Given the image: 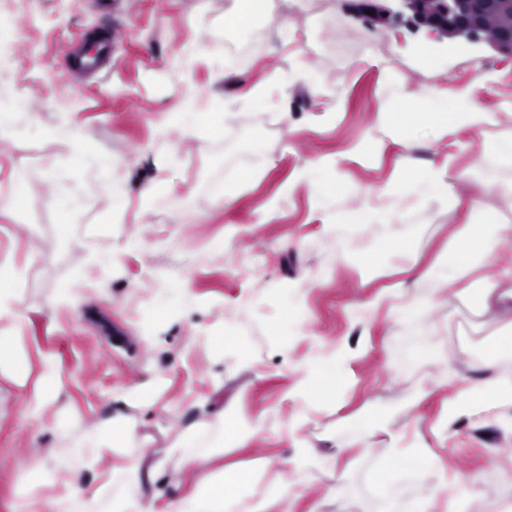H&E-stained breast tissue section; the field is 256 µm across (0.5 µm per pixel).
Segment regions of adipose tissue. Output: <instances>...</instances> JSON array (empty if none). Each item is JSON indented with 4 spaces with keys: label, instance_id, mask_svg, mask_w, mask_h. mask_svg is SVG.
I'll list each match as a JSON object with an SVG mask.
<instances>
[{
    "label": "adipose tissue",
    "instance_id": "1",
    "mask_svg": "<svg viewBox=\"0 0 512 512\" xmlns=\"http://www.w3.org/2000/svg\"><path fill=\"white\" fill-rule=\"evenodd\" d=\"M484 87L483 78H476L464 94L450 100L440 92L430 91L424 96L419 110L402 115L400 138L411 142L422 140L433 144L438 142L441 130H453L462 122L477 127L496 126L493 113L484 111L479 104L478 93ZM42 132L43 136L78 142L80 136L68 119H61L50 128H41L30 112H21L9 101L0 102V139H6L17 127ZM337 161L319 157L311 160L298 174L297 180L305 184L316 196L319 203L339 195L340 187L335 180ZM512 244V225H496L493 233L480 234L471 226H463L456 234L448 252L425 269L419 281L426 286V298H434L451 288L463 274L476 266L488 264L492 254L500 247ZM355 355L346 345L337 344L321 349L318 356L298 361L293 366L297 376L295 399L309 402L329 394L336 387V380L345 376ZM487 361L496 374L488 384L475 385L461 390L448 404V419L456 421L461 414L480 411L486 394H494L500 404L512 406V336L499 341ZM62 383L59 365L50 358L41 362L39 382L28 406V414L35 419L43 418L53 403ZM133 424L119 419L107 428L95 427L78 441L70 442L67 448L50 449L44 468L50 484L59 486V493L48 500V512H154L142 491L139 474L117 475L116 471H103L99 474V490L85 494L80 477L82 471L95 469L102 451H119L133 436ZM188 441L186 434H178L172 444V451L178 456L177 468L194 465L203 469L204 474L197 489L178 498L172 512H238L240 499L234 488L217 479L215 473L206 469L214 456L211 448H201L187 455L183 449ZM428 487V500L422 501L419 508H412L410 499L394 492L393 487L403 481L400 472L379 473L370 483L360 485L341 480L338 490L342 495L362 501L364 512H430V498L439 495L449 483L446 471L431 468L424 464L418 468ZM123 477L125 491L118 498H111L110 487L116 477Z\"/></svg>",
    "mask_w": 512,
    "mask_h": 512
}]
</instances>
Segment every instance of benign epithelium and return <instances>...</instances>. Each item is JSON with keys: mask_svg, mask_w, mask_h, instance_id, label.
I'll return each mask as SVG.
<instances>
[{"mask_svg": "<svg viewBox=\"0 0 512 512\" xmlns=\"http://www.w3.org/2000/svg\"><path fill=\"white\" fill-rule=\"evenodd\" d=\"M504 15L512 16V0H365L357 9L368 25L405 18L414 30H427L439 48L464 42L512 57V25L501 24Z\"/></svg>", "mask_w": 512, "mask_h": 512, "instance_id": "benign-epithelium-1", "label": "benign epithelium"}]
</instances>
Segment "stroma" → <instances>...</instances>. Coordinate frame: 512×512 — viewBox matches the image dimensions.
<instances>
[{"label":"stroma","instance_id":"obj_1","mask_svg":"<svg viewBox=\"0 0 512 512\" xmlns=\"http://www.w3.org/2000/svg\"><path fill=\"white\" fill-rule=\"evenodd\" d=\"M356 3L268 0L263 12L246 17L242 0H0V22L15 32L0 83L44 126L68 116L82 139L75 147L21 129L0 141V271H27L15 283L21 322L0 320V339L14 353L0 364V512L23 497L29 512H47L48 450L110 426L118 414L135 421V436L121 454H103L101 468L148 469L185 431L190 448L222 445L208 469L234 484L243 512H363L358 501L331 494L338 478L362 482L383 467L408 469L418 455L460 477V488L433 512H485L491 499L512 512L504 491L512 482V407L490 396L484 413L462 416L448 432L438 427L460 388L491 376L479 357L512 334V247L494 255L501 275L493 292L478 275L465 277L426 307L415 332L385 302L364 323L350 319L352 307L380 291L412 284L447 252L461 225L485 233L512 224V171L497 167L480 128L457 126L435 149L398 137L404 108H420L430 90L456 95L482 74L490 78L482 108L496 114L497 132L512 133V60L476 47L426 64L405 50L422 32L403 21L367 27L354 16ZM255 28L260 37H252ZM110 33L108 69L65 73L66 51ZM222 43H249L255 53L216 84L212 59ZM181 51L198 58L187 77L171 66ZM189 86L200 112L220 113L232 102L236 118L212 134L176 126L159 133V113ZM224 141L241 146L228 183L214 178ZM362 142L371 151L353 155ZM104 154L117 165L125 210H114L113 192L90 177ZM324 155L339 159L336 178L346 194L336 208L384 205L389 223L350 224L340 244L323 232L307 186L285 187ZM441 163L448 166L446 198L402 190L405 178ZM151 182L155 194L142 199ZM20 183L27 197L16 205ZM384 186L389 194L378 197ZM75 194L81 212L63 217L58 201ZM273 197L279 207L259 218L258 207ZM406 213L429 222L425 235L402 222ZM393 237L405 241L402 251L387 250ZM129 239L142 251L123 252ZM100 250L119 252L118 262L97 266L92 256ZM169 275L185 279L198 301L176 319L159 317L152 300ZM298 283L305 298L294 314L307 335L287 348L277 334L278 301ZM198 329L236 337L238 345L194 343ZM315 340L347 344L357 359L333 398L306 403L288 396L296 380L291 365L311 354ZM401 341L416 350L403 365ZM46 357L59 364L62 384L47 416L34 420L25 410ZM439 369L447 379L405 410L425 375ZM222 413L263 430L245 447L222 444L210 426ZM291 420L294 437L280 435ZM358 429L371 457L342 445ZM403 433L414 457H389ZM298 445L323 470L295 485L287 502L275 501L272 489Z\"/></svg>","mask_w":512,"mask_h":512}]
</instances>
